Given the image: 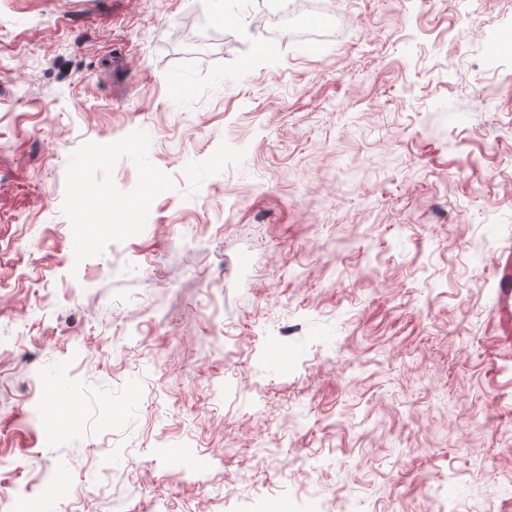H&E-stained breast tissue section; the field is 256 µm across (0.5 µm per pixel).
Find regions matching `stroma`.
I'll return each instance as SVG.
<instances>
[{"label":"stroma","mask_w":512,"mask_h":512,"mask_svg":"<svg viewBox=\"0 0 512 512\" xmlns=\"http://www.w3.org/2000/svg\"><path fill=\"white\" fill-rule=\"evenodd\" d=\"M290 3L0 0V512H512V0Z\"/></svg>","instance_id":"stroma-1"}]
</instances>
